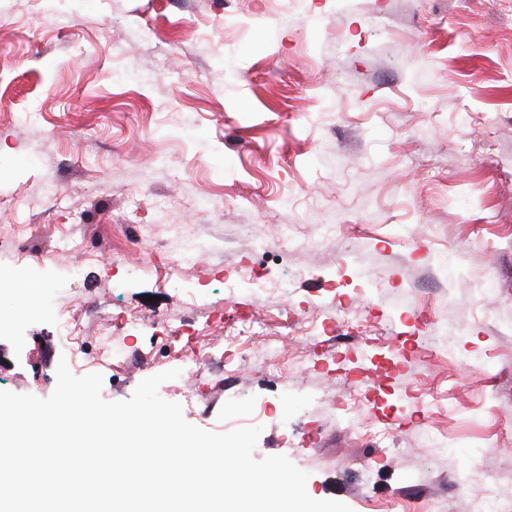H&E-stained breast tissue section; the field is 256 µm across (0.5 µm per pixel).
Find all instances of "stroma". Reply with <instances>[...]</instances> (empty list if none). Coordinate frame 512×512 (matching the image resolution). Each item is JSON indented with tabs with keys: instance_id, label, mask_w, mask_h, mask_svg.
<instances>
[{
	"instance_id": "obj_1",
	"label": "stroma",
	"mask_w": 512,
	"mask_h": 512,
	"mask_svg": "<svg viewBox=\"0 0 512 512\" xmlns=\"http://www.w3.org/2000/svg\"><path fill=\"white\" fill-rule=\"evenodd\" d=\"M306 4L0 0V310H37L0 322V391L48 398L63 359L124 401L203 340L206 373L161 385L189 423L262 426L255 458L352 512H474L473 460L512 492V0ZM237 270L283 288L233 297ZM79 302L110 364L64 346ZM340 305L342 363L300 336ZM244 316L281 374L258 336L225 376Z\"/></svg>"
}]
</instances>
